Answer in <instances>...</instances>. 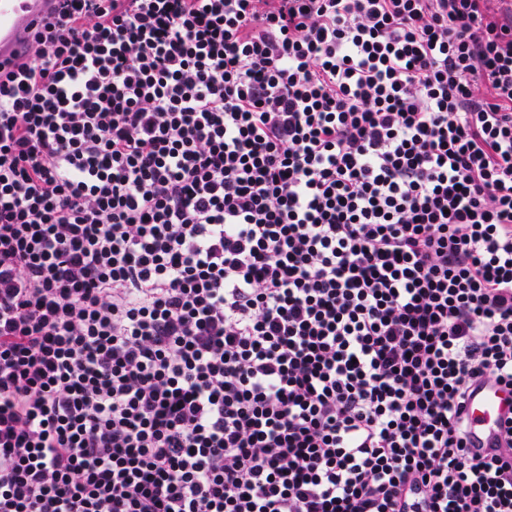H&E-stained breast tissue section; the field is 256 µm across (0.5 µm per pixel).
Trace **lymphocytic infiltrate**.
I'll use <instances>...</instances> for the list:
<instances>
[{
  "mask_svg": "<svg viewBox=\"0 0 512 512\" xmlns=\"http://www.w3.org/2000/svg\"><path fill=\"white\" fill-rule=\"evenodd\" d=\"M0 75V512H512V0H63ZM512 412V391L497 385L477 386L468 399L466 413L472 425L470 446L479 453L496 448L501 423Z\"/></svg>",
  "mask_w": 512,
  "mask_h": 512,
  "instance_id": "obj_1",
  "label": "lymphocytic infiltrate"
}]
</instances>
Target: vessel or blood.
Listing matches in <instances>:
<instances>
[{
	"label": "vessel or blood",
	"mask_w": 512,
	"mask_h": 512,
	"mask_svg": "<svg viewBox=\"0 0 512 512\" xmlns=\"http://www.w3.org/2000/svg\"><path fill=\"white\" fill-rule=\"evenodd\" d=\"M62 0H0V69L10 70L24 61L36 30L58 19ZM512 412V391L497 385L477 386L466 413L472 425L470 446L490 452L501 433V423Z\"/></svg>",
	"instance_id": "b4317fda"
}]
</instances>
